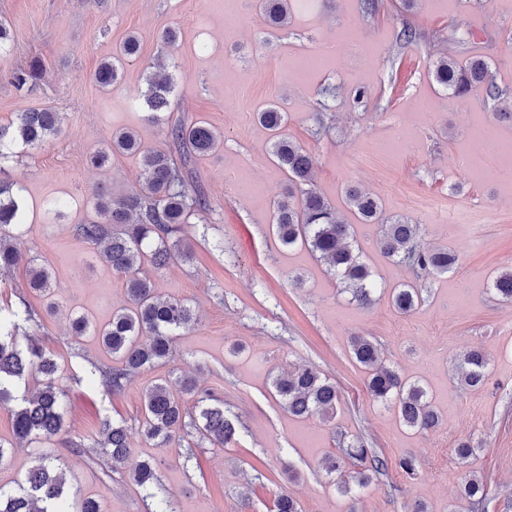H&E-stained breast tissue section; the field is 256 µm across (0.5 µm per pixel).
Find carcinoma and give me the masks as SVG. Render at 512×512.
<instances>
[{"mask_svg": "<svg viewBox=\"0 0 512 512\" xmlns=\"http://www.w3.org/2000/svg\"><path fill=\"white\" fill-rule=\"evenodd\" d=\"M311 0H258L259 13L265 26L280 29L288 25L293 8H305ZM421 34L410 24L402 26L396 36L400 47H411ZM139 40L130 35L120 52L102 62L95 74L97 84L107 88L117 79L126 61L138 55ZM431 74L435 82L455 99L464 100L474 89L483 90L497 120L512 124V93L502 89L491 71L486 57L469 56L460 60L452 55L433 63ZM40 78L37 65L11 70L8 79L19 90L36 85ZM142 94L144 120L166 125L170 144L184 155L204 156L217 143V135L203 123L182 118L170 120L172 77L150 75ZM258 121L272 132L271 155L285 173L288 193L277 202L273 224L280 243L286 247L302 245L319 255L329 265L336 281L351 293L352 302L367 306L371 302L374 282L370 267L361 250L355 248L352 225L340 220L335 206L325 198L314 183L315 161L299 143L283 133L285 113L270 106L257 113ZM63 117L46 109H27L16 114L11 122L0 123V164L16 151L39 148L62 130ZM117 154L139 157L142 189L115 197L104 186L96 191V217L78 224L74 234L97 248L105 261L123 282L127 295L124 306L112 312L110 320L94 326L85 315L72 314L70 334L82 336L93 330L99 344L118 365L106 370L91 365L88 381L100 383L112 393L123 392L146 367L168 359L173 340L189 330L196 314L184 302L157 294L152 277L164 269L190 262L194 243L186 226L200 211L208 209L205 195L191 194L186 171L177 166L171 155L142 145L137 132L122 128L112 132L105 151H96L90 163L102 167ZM24 187L17 182L0 180V272L6 273L17 263L19 254L13 240L25 230ZM345 200L361 223L377 228L376 244L383 256L408 267L418 278L430 274H445L458 261V256L446 249L419 250L416 240L421 225L404 216L386 217L378 199L357 186L345 189ZM30 290L53 296L50 264L44 260L31 269ZM500 296L512 300V268L503 271L494 282ZM422 300L421 289L402 284L392 291L396 311L408 314ZM40 328L42 318L29 302L22 298L19 306L0 308V406L15 401L11 385L36 371L42 375L41 387L12 410L13 434L16 443H36L60 437L65 433V414L69 387L56 379L57 363L38 340L31 336L27 347L20 346L17 336L23 326ZM351 346L356 361L368 371L366 389L376 401L391 403L397 408L402 422L420 432L435 429L440 415L427 398L426 390L417 383L400 378L397 371L381 358L377 343L365 336H354ZM489 359L474 347L460 357L463 387L477 388L488 377ZM173 389L168 381L155 382L145 388L142 397L143 435L149 441L165 445L196 432L215 448H222L235 435L233 425L224 418V405L212 393L199 388L191 377H183ZM275 395L288 413L299 418L336 413L339 392L336 383L325 374L309 367H291L273 381ZM195 397L198 418L187 410L185 400ZM98 447L107 455L113 467L127 469L130 479L141 488L154 483L155 470L148 460H131L128 427L122 421L102 420ZM59 458L41 453L17 483L14 491L0 488V512H102L94 498H83L74 511L66 507L65 481L58 465ZM328 473L339 478L338 487L349 490V479L361 487L371 475L387 470V462L370 452L362 441L348 446L344 457L326 459ZM461 496L472 508L478 509L486 499L482 477L469 474L461 483ZM274 512H301L295 498L280 493L274 500Z\"/></svg>", "mask_w": 512, "mask_h": 512, "instance_id": "1", "label": "carcinoma"}]
</instances>
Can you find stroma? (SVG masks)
<instances>
[{
  "label": "stroma",
  "instance_id": "obj_1",
  "mask_svg": "<svg viewBox=\"0 0 512 512\" xmlns=\"http://www.w3.org/2000/svg\"><path fill=\"white\" fill-rule=\"evenodd\" d=\"M0 21L8 29L0 122L30 107L64 118L57 137L0 169L1 179L23 184L27 202L26 232L15 241L20 261L0 273V306H16L23 296L44 311L45 300L28 288V269L33 256L48 260L59 311L46 314L38 337L71 384L65 434L16 449L0 465V487L14 488L44 452L65 461L68 493L99 500L104 512H157L163 499L176 512H271L284 491L302 512H408L417 503L427 512H471L458 494L470 471L488 482L485 512H512V303L491 289L512 267V182L499 168L465 162L474 127L512 141V124L498 123L481 91L464 101L448 97L430 70L452 51L451 31L469 29L478 38L472 52L488 57L497 82L512 88V0H417L409 13L389 5L374 20L364 17L360 0H337L332 11L300 10L288 27L272 31L255 0H105L100 7L90 0H0ZM405 21L424 38L402 50L395 33ZM169 27L179 32L172 46L159 39ZM131 34L138 56L100 88L97 68ZM336 39L341 52L296 81L303 57ZM160 56L171 64L173 117L201 120L218 135L211 153L186 161L190 190L210 203L189 230L194 257L155 279L158 294L186 301L198 321L176 337L167 362L113 395L83 383L91 364L106 357L94 336H69L68 314L102 323L127 297L73 227L94 217L97 186L116 196L138 186L134 157H111L103 168L88 161L113 131L131 128L145 146L169 149L164 127L143 121L138 99L148 64ZM32 63L41 71L35 90H17L8 72ZM360 89L366 96L359 102ZM271 102L286 112L288 136L314 157L318 190L354 226L377 283L369 308L350 304L323 262L281 245L272 231L286 179L255 117ZM350 183L376 196L384 215L421 225V248L443 246L459 257L447 274L417 281L423 301L410 314L394 310L390 292L412 276L380 253L374 228L358 224L344 200ZM55 200L65 208L51 210ZM354 336L372 338L402 379L426 389L441 416L436 429L413 430L369 396L367 371L352 354ZM472 347L489 358L479 389L456 379L455 359ZM292 363L335 382L340 402L332 419L293 417L275 397L272 380ZM185 375L223 400L236 430L225 447L194 436L185 447L143 439V390ZM105 417L126 421L134 458L155 461V496L94 448ZM341 436L384 457L386 472L366 487L335 486L323 462ZM466 441L474 452L464 461L457 448ZM407 454L418 460L411 477L397 466Z\"/></svg>",
  "mask_w": 512,
  "mask_h": 512
}]
</instances>
